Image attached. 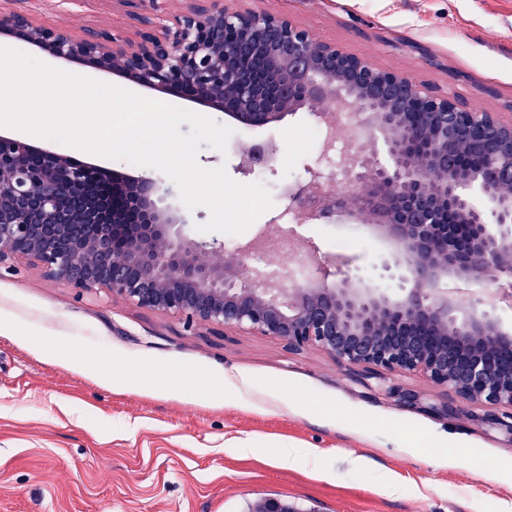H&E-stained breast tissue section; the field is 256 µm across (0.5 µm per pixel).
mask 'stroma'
I'll use <instances>...</instances> for the list:
<instances>
[{
    "instance_id": "1",
    "label": "stroma",
    "mask_w": 512,
    "mask_h": 512,
    "mask_svg": "<svg viewBox=\"0 0 512 512\" xmlns=\"http://www.w3.org/2000/svg\"><path fill=\"white\" fill-rule=\"evenodd\" d=\"M192 0H0L77 38L108 31L135 41L172 24ZM230 11L280 13L318 40L375 67L512 116V0H224ZM0 46L111 85L127 78L0 33ZM305 112L236 129L226 153L202 146L201 167L264 182L273 205L234 245L264 241L288 261L299 247L378 285L388 244L348 224H296L282 239L285 184L309 178L321 146ZM275 141L276 173L238 172L237 150ZM33 146L163 187L162 172L49 139ZM397 382L412 407L329 354L220 326L187 325L104 289L79 291L24 259L0 265V512H254L274 498L295 512H512V437L470 413L440 408L453 393L415 375ZM316 449L294 468L280 445ZM403 485L381 494L380 478Z\"/></svg>"
}]
</instances>
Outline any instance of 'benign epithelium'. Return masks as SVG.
<instances>
[{
  "label": "benign epithelium",
  "mask_w": 512,
  "mask_h": 512,
  "mask_svg": "<svg viewBox=\"0 0 512 512\" xmlns=\"http://www.w3.org/2000/svg\"><path fill=\"white\" fill-rule=\"evenodd\" d=\"M0 31L53 55L119 73L237 118L246 129L302 110L327 124L357 116L362 149L349 153L336 194L315 171L285 185L304 223H361L390 243L382 268L397 291L359 287L319 270L296 279L287 262L240 268L254 248L224 249L173 231L155 179L129 180L99 165L0 136V263L25 257L80 290L106 289L135 306L199 326L246 327L317 348L381 379L414 374L448 388L501 425L512 409V331L499 305H512V118L469 110L412 78L380 70L318 41L284 15L228 12L202 0L172 27L124 45L110 32L75 38L22 14L0 15ZM251 58L254 67L239 65ZM410 112L432 123L416 130ZM479 160L459 175L461 157ZM278 146L241 153L238 170H274ZM452 279L481 289L465 305ZM505 425V424H503ZM512 435V421L505 425Z\"/></svg>",
  "instance_id": "7a95c632"
}]
</instances>
